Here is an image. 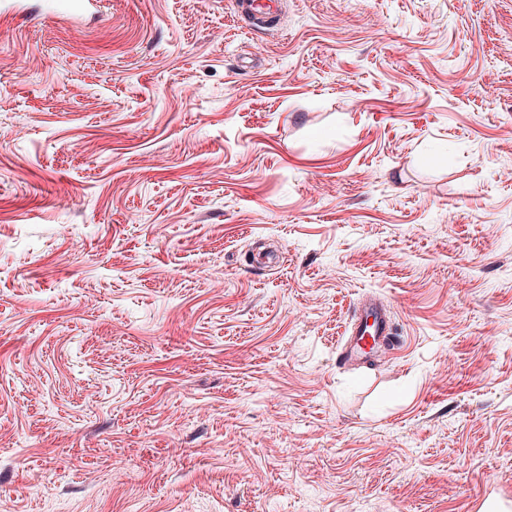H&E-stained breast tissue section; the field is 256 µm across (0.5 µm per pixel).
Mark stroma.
Wrapping results in <instances>:
<instances>
[{"instance_id":"1","label":"stroma","mask_w":512,"mask_h":512,"mask_svg":"<svg viewBox=\"0 0 512 512\" xmlns=\"http://www.w3.org/2000/svg\"><path fill=\"white\" fill-rule=\"evenodd\" d=\"M279 2L0 11V512L512 489V0ZM237 4L243 12L260 23L274 18V0H239ZM394 335L390 312L376 299L368 298L363 303V312L351 325L340 358L343 362L365 359L380 347L393 343ZM366 336L373 342L372 353H369L361 344H365Z\"/></svg>"}]
</instances>
